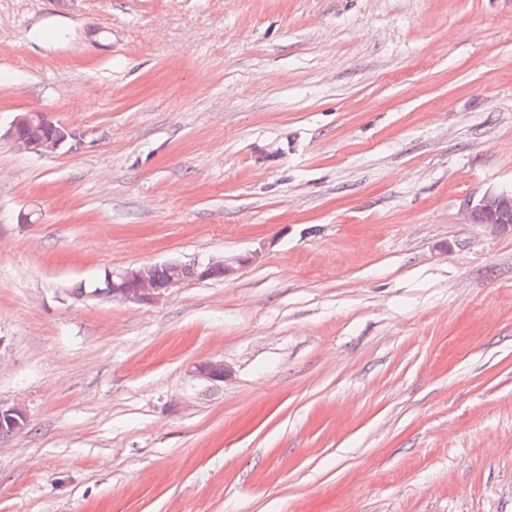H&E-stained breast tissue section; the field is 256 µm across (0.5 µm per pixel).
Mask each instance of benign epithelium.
I'll return each instance as SVG.
<instances>
[{"instance_id": "benign-epithelium-1", "label": "benign epithelium", "mask_w": 512, "mask_h": 512, "mask_svg": "<svg viewBox=\"0 0 512 512\" xmlns=\"http://www.w3.org/2000/svg\"><path fill=\"white\" fill-rule=\"evenodd\" d=\"M44 116L45 113L38 110L18 113L7 128L0 129V138L12 141L21 151L38 156L54 153L65 146L71 150L81 147V135L63 123L53 126V136L48 141L16 139L17 128L30 125L37 119L41 121ZM467 219L470 224H481L495 230H512V193L490 191L484 194L477 203L468 206ZM261 257L262 250L259 249L247 256L211 260L206 264L194 262L190 268L199 281L210 279L216 272L226 278L235 274L239 267L254 263ZM184 267L185 264L181 262H167L113 270L109 272L112 297L139 304H157L185 284L182 275ZM195 373L208 380L222 381L226 376V368L222 362L206 361L195 366ZM26 426L27 413L22 406L0 402L1 434H18Z\"/></svg>"}]
</instances>
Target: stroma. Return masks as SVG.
Returning <instances> with one entry per match:
<instances>
[{"mask_svg":"<svg viewBox=\"0 0 512 512\" xmlns=\"http://www.w3.org/2000/svg\"><path fill=\"white\" fill-rule=\"evenodd\" d=\"M25 110L84 141L0 140V512H512V0H0ZM467 210L468 223L512 230V193L490 191ZM261 257V251L256 250L247 256L224 257L220 260H211L206 264L167 262L121 271L113 270L109 272L111 294L113 298L120 300L139 304H157L186 283L181 273L184 267H190L193 270L197 281H206L210 280L216 272H220L224 278L229 277L235 274L240 266L257 262ZM27 426V413L18 404L0 402V433L18 434Z\"/></svg>","mask_w":512,"mask_h":512,"instance_id":"35a3bbf8","label":"stroma"}]
</instances>
